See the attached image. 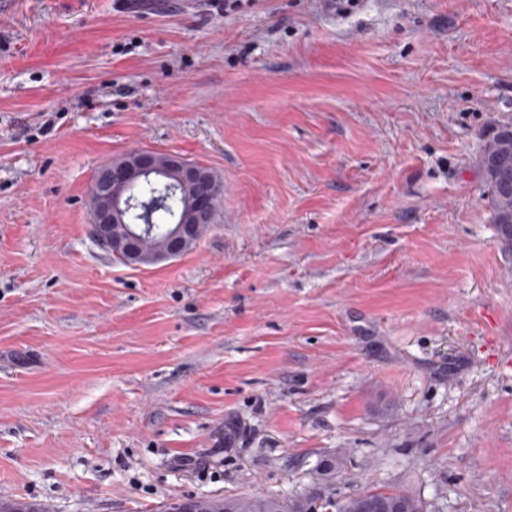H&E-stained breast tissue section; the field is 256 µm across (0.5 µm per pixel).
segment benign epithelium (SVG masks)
I'll return each mask as SVG.
<instances>
[{
  "label": "benign epithelium",
  "instance_id": "1",
  "mask_svg": "<svg viewBox=\"0 0 512 512\" xmlns=\"http://www.w3.org/2000/svg\"><path fill=\"white\" fill-rule=\"evenodd\" d=\"M152 175H162L175 185H189L193 188V195L186 201L183 222L170 232L168 244L145 253L136 243L150 236L153 215L163 205L164 199H138L131 196V189L141 179ZM495 182L503 194L512 190L506 157L496 160ZM218 187L210 171L180 156L160 158L148 151H132L122 161L109 163L96 173L90 186L91 232L103 248L114 253L124 252L126 263L132 267L173 259L179 256L176 244L194 234L198 225L209 223ZM130 208L139 210L142 223L121 233L118 225L123 222V213Z\"/></svg>",
  "mask_w": 512,
  "mask_h": 512
}]
</instances>
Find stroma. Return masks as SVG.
I'll use <instances>...</instances> for the list:
<instances>
[{
	"label": "stroma",
	"mask_w": 512,
	"mask_h": 512,
	"mask_svg": "<svg viewBox=\"0 0 512 512\" xmlns=\"http://www.w3.org/2000/svg\"><path fill=\"white\" fill-rule=\"evenodd\" d=\"M510 119L512 0H0V503L512 512V250L477 164ZM134 150L224 183L138 268L88 216ZM363 496L371 500L395 499L400 502L402 512H429L430 504L404 490L394 488L389 490H367L345 499L339 506V512H362ZM187 512H285L281 501L272 496H236L224 499H186Z\"/></svg>",
	"instance_id": "1"
}]
</instances>
